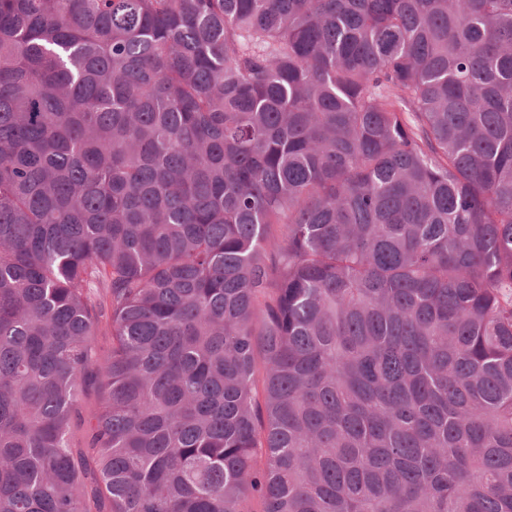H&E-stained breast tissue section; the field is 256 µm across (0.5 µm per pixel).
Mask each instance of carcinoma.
Segmentation results:
<instances>
[{"instance_id":"obj_1","label":"carcinoma","mask_w":512,"mask_h":512,"mask_svg":"<svg viewBox=\"0 0 512 512\" xmlns=\"http://www.w3.org/2000/svg\"><path fill=\"white\" fill-rule=\"evenodd\" d=\"M0 512H512V0H0Z\"/></svg>"}]
</instances>
